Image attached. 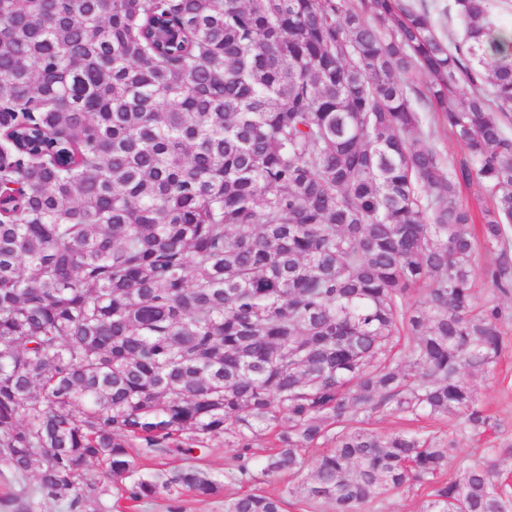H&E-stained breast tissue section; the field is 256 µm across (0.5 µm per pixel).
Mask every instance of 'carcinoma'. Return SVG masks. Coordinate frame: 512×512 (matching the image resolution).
<instances>
[{"label":"carcinoma","instance_id":"cac0c4a2","mask_svg":"<svg viewBox=\"0 0 512 512\" xmlns=\"http://www.w3.org/2000/svg\"><path fill=\"white\" fill-rule=\"evenodd\" d=\"M503 7L0 0V464L38 474L0 512L35 494L86 512L115 479L181 512L183 492L224 487L195 451L237 449L225 476L254 481L263 435L260 474L288 486L224 512H363L414 485L421 512H512L511 445L442 481L451 443L368 428L490 426L467 376L497 363L512 313L476 295L460 192L493 200L480 237L511 297Z\"/></svg>","mask_w":512,"mask_h":512}]
</instances>
